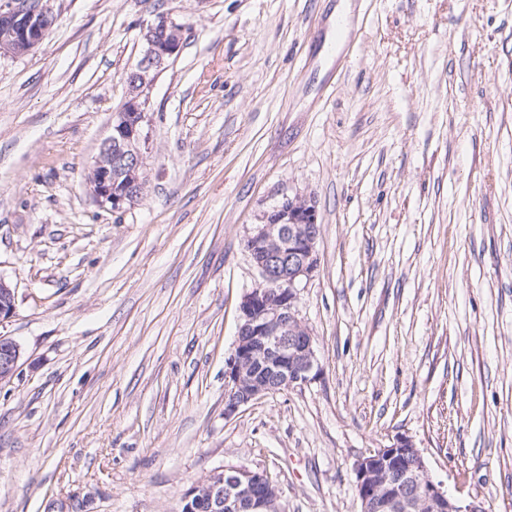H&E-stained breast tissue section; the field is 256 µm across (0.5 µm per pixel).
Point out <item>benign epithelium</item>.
Segmentation results:
<instances>
[{"label": "benign epithelium", "mask_w": 512, "mask_h": 512, "mask_svg": "<svg viewBox=\"0 0 512 512\" xmlns=\"http://www.w3.org/2000/svg\"><path fill=\"white\" fill-rule=\"evenodd\" d=\"M54 23L43 0H8L0 5V55L23 56L37 48ZM143 49L128 72L124 101L112 114L110 132L99 145L88 175L98 205L120 212L146 189L145 150L149 140L150 91L179 55L183 27L160 16L142 32ZM322 232L312 200L286 197L252 225L245 249L260 281L239 306V326L229 360L224 415L235 414L257 398L305 385L321 368L309 326L299 318L300 284L318 267ZM15 313V289L0 276V323ZM20 346L0 336V382L10 380L21 359ZM361 512H481L472 503L448 496L428 474L412 440L400 437L359 459L353 468ZM183 512H284L279 488L262 472L215 471L184 495Z\"/></svg>", "instance_id": "7a95c632"}]
</instances>
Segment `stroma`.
Returning a JSON list of instances; mask_svg holds the SVG:
<instances>
[{
  "instance_id": "stroma-1",
  "label": "stroma",
  "mask_w": 512,
  "mask_h": 512,
  "mask_svg": "<svg viewBox=\"0 0 512 512\" xmlns=\"http://www.w3.org/2000/svg\"><path fill=\"white\" fill-rule=\"evenodd\" d=\"M50 0L0 56V512H181L221 469L266 473L285 512H361L353 467L413 440L429 475L512 512V0ZM165 15L180 54L151 91L146 191L87 175ZM311 198L299 292L311 384L225 417L244 248ZM21 356V348L15 341L0 336V382L13 377Z\"/></svg>"
}]
</instances>
